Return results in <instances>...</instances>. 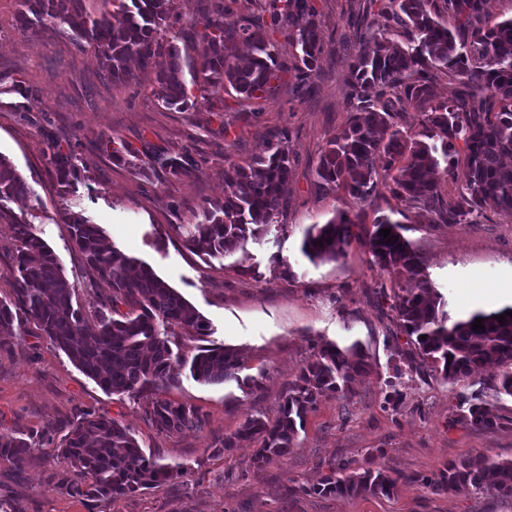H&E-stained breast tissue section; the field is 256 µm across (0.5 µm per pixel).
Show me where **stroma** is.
I'll list each match as a JSON object with an SVG mask.
<instances>
[{
  "instance_id": "1",
  "label": "stroma",
  "mask_w": 512,
  "mask_h": 512,
  "mask_svg": "<svg viewBox=\"0 0 512 512\" xmlns=\"http://www.w3.org/2000/svg\"><path fill=\"white\" fill-rule=\"evenodd\" d=\"M325 51L312 92L295 94L293 73L282 74L273 96L256 118L229 116L236 107L232 88L195 91L185 111L158 104L153 70L138 71L124 84L108 81L93 46L77 48L66 30L33 32L16 21L18 0H0V154L28 185L8 211L28 216L74 282L75 305L90 309L107 284L87 293L83 261L70 240L69 217L99 224L108 241L149 266L205 319L204 336L183 337L182 354L202 347L234 349L239 379L254 378L255 389L237 381L206 384L182 373L164 399L197 408L200 427L180 433L159 431L128 397L103 392L44 336L17 335L0 347V425L17 433L53 428L65 431L84 410L118 420L143 451L180 464L183 473L162 486L115 497L101 512H512V499L491 494H437L413 483L433 476L448 462L484 453L512 460V400L500 411L510 424L484 431L467 422L457 404L469 383L450 385L437 373L395 375L388 335L395 324L376 293L388 274L378 272L367 249L352 241L342 257L314 264L301 252L305 229L335 212L359 215L361 229L389 215L424 258L433 287L451 315L512 305V219L489 212L477 224H436L421 209L405 206L387 189L358 204L345 195H321L312 171L328 138L347 123L350 104L345 74L355 54L351 9H364L373 30L388 25L370 0H313ZM75 147L81 180L72 190L58 183L48 157V137ZM116 137L136 148L169 154L190 151L198 165L188 177L157 169L140 174L141 159L118 163L100 149ZM284 140L294 161L288 183L287 232L270 230L245 250L205 257L188 249L176 230L198 224L209 203L223 199L225 173ZM288 261L293 274L280 276L272 256ZM260 267L265 278L242 275ZM361 340L372 366L354 383L351 399H320L287 458L255 470L254 445L221 449L252 415L274 417L289 381L294 380L320 341ZM398 379L402 400L387 404L388 380ZM351 468L383 466L408 475L391 496H317L310 487L332 462ZM59 463L41 448L24 470L0 464V498L16 512H89L86 502L62 494L52 480Z\"/></svg>"
}]
</instances>
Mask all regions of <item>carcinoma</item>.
<instances>
[{"mask_svg":"<svg viewBox=\"0 0 512 512\" xmlns=\"http://www.w3.org/2000/svg\"><path fill=\"white\" fill-rule=\"evenodd\" d=\"M377 1L382 2L380 13L402 29L405 41L395 42L386 33L367 34V15L351 14L359 30L358 50L345 78L351 115L322 149L314 170L315 189L322 194L341 190L362 203L377 192L381 168L395 198L433 214L439 224H475L489 210L512 219V18L489 22L484 0H370ZM171 2L113 0L111 14L93 16L84 0H19L17 22L34 31L67 26L77 46L99 49L106 76L114 83L134 79V63L158 67L154 94L169 109L189 107L187 68L192 84L201 90L230 87L241 101L255 104L252 116L260 115L285 70L268 36L270 24L288 31L299 47L293 65L298 87L309 90L315 84L323 39L311 0H272L271 22L247 13L230 24L224 23V13L237 0H213L203 31L185 40L182 48L168 37ZM443 14L453 18V27L441 21ZM241 43L249 49L245 59L239 54ZM439 74L458 85L453 96L437 95ZM409 112L420 116V130L412 135L402 130ZM115 143L113 138L102 142L113 160L123 162L136 154L127 143ZM49 161L63 188L78 181L75 157L60 142L51 141ZM156 161L173 176H187L196 166L188 152ZM291 172L288 149L279 142L246 165L231 166L224 199L205 210L202 223L187 229L186 246L209 257H225L245 250L249 240L273 225L285 230L278 218L288 210L284 188ZM447 180L457 185L451 203L441 195ZM26 191L25 181L0 154V220L10 219L15 242L14 288L9 299L0 300V326L34 324L102 390L143 401L140 409L160 431L173 434L198 427V410L175 405L160 393L179 382L185 366L195 380L207 384L238 379L235 351L206 348L189 359L174 350L184 335H206V321L151 267L108 245L101 227L81 217L70 222V234L84 262L86 287L104 281L111 292L88 312L74 307V284L36 225L24 217H9L3 208V201ZM354 226L356 219L346 212L313 224L305 231L302 252L315 264L334 261L356 237ZM383 228L394 239L384 238ZM403 230L400 222L382 215L361 238L373 265L395 276L391 286L383 284L378 291L381 302L394 312L392 352L406 360L409 370L436 372L452 385L486 364L497 365L500 373L480 382L461 402L472 427L497 429L505 420L499 405L505 397L512 399V316L505 315L502 323L496 316L512 308L451 316ZM478 318L484 329L475 331L472 323ZM406 345L416 356L408 355ZM370 366L369 352L359 340L322 343L288 383L278 415L248 417L235 434L224 437L221 447L233 448L243 439L255 442L253 464L258 470L287 457L317 401L353 396L352 382ZM47 445L55 448L61 463L53 475L55 487L92 504L136 494L181 474L179 466L146 456L117 420L91 410L80 412L64 435L50 429L25 436L0 432V463L21 471L34 451ZM399 480L382 467L357 472L345 462L334 463L309 492L390 496ZM421 482L436 493L511 497L512 460L477 454L450 462Z\"/></svg>","mask_w":512,"mask_h":512,"instance_id":"cac0c4a2","label":"carcinoma"}]
</instances>
